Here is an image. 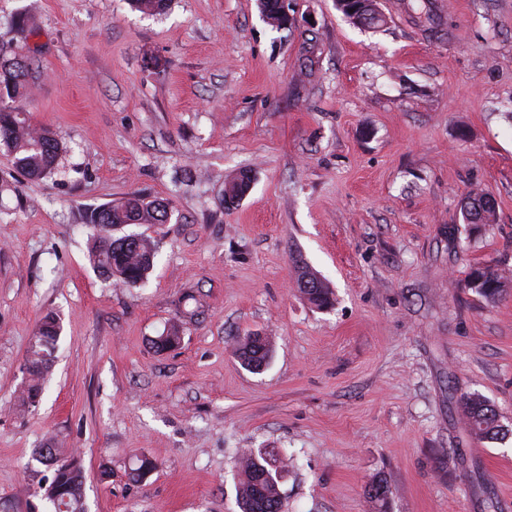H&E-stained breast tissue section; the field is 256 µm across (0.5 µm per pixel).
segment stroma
I'll use <instances>...</instances> for the list:
<instances>
[{
    "instance_id": "obj_1",
    "label": "stroma",
    "mask_w": 512,
    "mask_h": 512,
    "mask_svg": "<svg viewBox=\"0 0 512 512\" xmlns=\"http://www.w3.org/2000/svg\"><path fill=\"white\" fill-rule=\"evenodd\" d=\"M379 0L377 29L336 0H293L278 30L257 0H0L27 89L15 105L66 150L28 179L0 153V512H49L35 451L75 454L87 512H238V456L276 469L282 512H512V292L488 302L470 267L512 277V0ZM252 171L225 208L224 185ZM497 220L469 233L473 190ZM137 193L166 224L141 287L88 258V211ZM458 225L449 241V225ZM335 292L299 294L300 267ZM207 310L181 345L150 341L186 286ZM62 327L40 403L18 408L45 313ZM272 337L253 373L234 339ZM506 437L472 436L460 395ZM142 453L158 468L130 475Z\"/></svg>"
}]
</instances>
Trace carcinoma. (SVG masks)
I'll return each instance as SVG.
<instances>
[{
  "label": "carcinoma",
  "instance_id": "obj_1",
  "mask_svg": "<svg viewBox=\"0 0 512 512\" xmlns=\"http://www.w3.org/2000/svg\"><path fill=\"white\" fill-rule=\"evenodd\" d=\"M130 3L134 9L148 15L157 14L166 7V0H130ZM374 13L371 4L364 2L356 12L345 11L343 15L356 25L363 17L365 24L376 28L383 18L374 16ZM11 44L12 40L0 35V152L11 157L13 165L26 176L38 180L55 169L65 146L50 129L30 126L24 114L10 105V101L23 93L29 68L26 61L7 57ZM485 196L482 191L468 195L462 208L464 223H494L496 206L485 203ZM170 219L171 212L166 204L138 195L92 209L87 223L94 229L89 251L93 267L103 277L124 286L135 287L144 283L154 267V241L146 235L132 242L125 237L114 239L112 228L123 224H166ZM466 279L469 287L489 301L498 300L512 286L511 278L491 266L470 269ZM299 280L309 284L299 292L310 304L319 309L332 305V290L314 271L302 268ZM204 314V306L194 290L181 292L174 320L166 331L151 340L152 347L163 352L178 346L184 326L200 322ZM60 335L58 318L53 314L46 315L33 336L26 359L28 378L20 396L21 405L33 406L39 402ZM272 348L269 340L260 347L250 341V336H240L235 343V356L246 369L260 371L267 365ZM459 401L472 435L479 439H494L499 435V414L492 405L476 394H463ZM46 452L47 455L40 456V460L54 468L50 487L56 492L48 496L54 512H84L85 476L80 463L74 458L61 459L62 450L59 448H48ZM237 469L240 476L237 490L240 512H280L277 473L250 451L240 456ZM388 493V487L381 479L369 485L367 495L377 512H385Z\"/></svg>",
  "mask_w": 512,
  "mask_h": 512
}]
</instances>
